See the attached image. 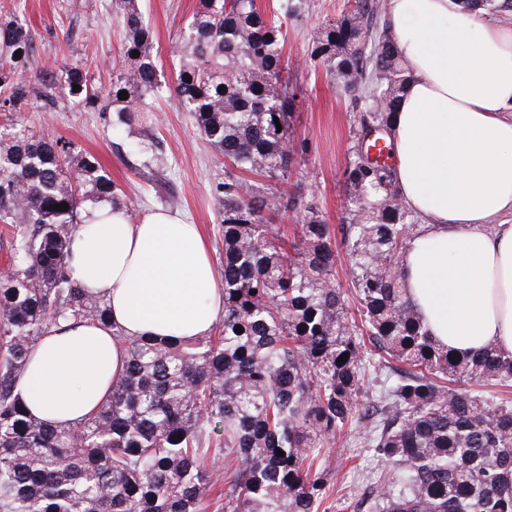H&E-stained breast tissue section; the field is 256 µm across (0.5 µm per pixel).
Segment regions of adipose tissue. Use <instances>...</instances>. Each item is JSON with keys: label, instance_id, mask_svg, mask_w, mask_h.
<instances>
[{"label": "adipose tissue", "instance_id": "1", "mask_svg": "<svg viewBox=\"0 0 512 512\" xmlns=\"http://www.w3.org/2000/svg\"><path fill=\"white\" fill-rule=\"evenodd\" d=\"M386 12L413 75L392 125L398 191L423 220L405 286L448 349L512 355V28L454 0H386ZM71 253L129 338L207 336L224 308L208 242L179 215L134 224L94 205ZM113 330L83 321L43 337L21 382L34 417L72 427L102 405L125 368Z\"/></svg>", "mask_w": 512, "mask_h": 512}]
</instances>
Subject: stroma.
I'll return each mask as SVG.
<instances>
[{
  "label": "stroma",
  "mask_w": 512,
  "mask_h": 512,
  "mask_svg": "<svg viewBox=\"0 0 512 512\" xmlns=\"http://www.w3.org/2000/svg\"><path fill=\"white\" fill-rule=\"evenodd\" d=\"M198 0H139L152 31L162 81L173 83V52ZM347 0H298L288 22L284 55L290 66L284 80L296 95L292 126L306 142L295 162L292 183L303 197L317 201L328 224L345 221L344 172L354 159L357 112L322 67L311 64V44L320 29L336 19ZM0 16H9L32 34L34 64L28 74L61 76L77 66L99 88L112 81L119 62L121 29L112 0H0ZM158 120L146 134L130 132L112 112L100 107L60 101L52 112H30L26 118L35 135L60 137L72 154L93 155L109 172L120 196L131 203L132 221L157 209L179 213L201 225L215 267L224 262V207L215 190L224 179V159L199 134L187 114L171 98L156 104ZM364 426L336 436L322 450L329 474L330 512H362L370 489L387 482L390 467L365 448Z\"/></svg>",
  "instance_id": "stroma-1"
}]
</instances>
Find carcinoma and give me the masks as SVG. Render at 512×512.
Returning <instances> with one entry per match:
<instances>
[{"label":"carcinoma","mask_w":512,"mask_h":512,"mask_svg":"<svg viewBox=\"0 0 512 512\" xmlns=\"http://www.w3.org/2000/svg\"><path fill=\"white\" fill-rule=\"evenodd\" d=\"M454 2L512 19V0ZM380 10V0H347L309 53L360 112L346 223L335 230L290 183L305 144L290 123L295 94L282 79L276 12L256 0H198L165 86L137 0H112L123 40L106 90L76 66L60 85L51 76L31 84L30 31L0 17V113H9L0 223L11 234L0 271V512H201L221 485L224 512H329L316 450L374 407L365 440L393 476L370 491L367 512H512V400L456 388L511 389L512 356L486 347L452 361L430 336L401 270L418 225L394 167L368 157L369 133L391 137L411 80L391 34L373 24ZM164 92L224 156V315L217 335L186 341L113 333L127 360L109 398L77 426L49 425L21 396L31 352L67 322L112 328L108 300L71 274L72 238L87 205L130 204L95 158L70 166L71 143L35 136L21 112L34 98L44 111L66 98L101 104L134 131L153 124L152 98ZM63 202L68 210L53 209ZM298 209L290 239L279 221ZM340 244L352 260L358 322L336 283ZM378 370L385 378L371 394L365 381ZM213 455L224 456V473Z\"/></svg>","instance_id":"cac0c4a2"}]
</instances>
